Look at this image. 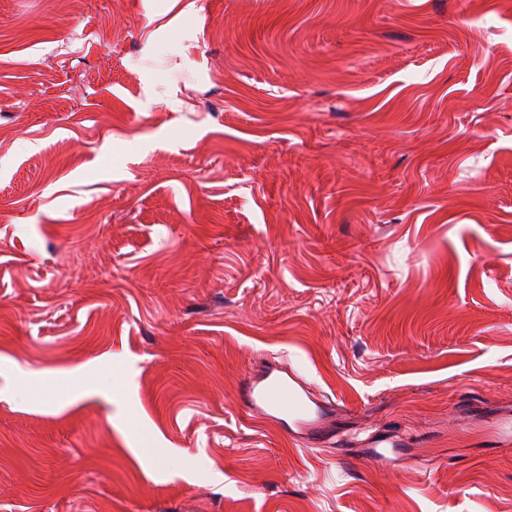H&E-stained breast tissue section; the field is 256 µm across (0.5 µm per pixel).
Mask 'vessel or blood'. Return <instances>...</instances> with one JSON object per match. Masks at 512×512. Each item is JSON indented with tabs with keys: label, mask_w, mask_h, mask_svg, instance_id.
Here are the masks:
<instances>
[{
	"label": "vessel or blood",
	"mask_w": 512,
	"mask_h": 512,
	"mask_svg": "<svg viewBox=\"0 0 512 512\" xmlns=\"http://www.w3.org/2000/svg\"><path fill=\"white\" fill-rule=\"evenodd\" d=\"M238 406L250 419L275 422L298 445L326 447L336 442L337 403L312 394L292 367L274 362L244 376ZM352 446L356 457L378 466L406 453L401 436L389 431L371 432L353 440Z\"/></svg>",
	"instance_id": "obj_1"
}]
</instances>
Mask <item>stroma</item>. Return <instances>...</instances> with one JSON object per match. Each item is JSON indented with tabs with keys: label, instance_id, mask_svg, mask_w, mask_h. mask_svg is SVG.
Masks as SVG:
<instances>
[{
	"label": "stroma",
	"instance_id": "obj_1",
	"mask_svg": "<svg viewBox=\"0 0 512 512\" xmlns=\"http://www.w3.org/2000/svg\"><path fill=\"white\" fill-rule=\"evenodd\" d=\"M509 410L504 0H0V512H512ZM238 406L251 420L275 422L288 439L300 446L326 447L337 442L338 404L312 394L290 365L269 363L244 376ZM356 457L374 465L384 466L406 454V442L400 435L389 431H374L350 441Z\"/></svg>",
	"mask_w": 512,
	"mask_h": 512
}]
</instances>
